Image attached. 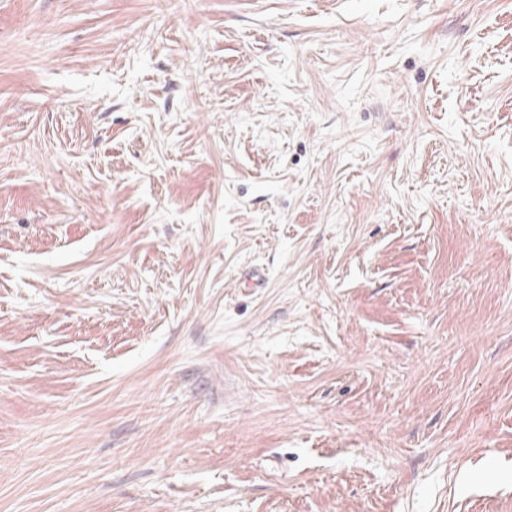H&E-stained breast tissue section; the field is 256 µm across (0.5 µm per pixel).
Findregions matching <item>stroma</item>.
I'll list each match as a JSON object with an SVG mask.
<instances>
[{"label": "stroma", "mask_w": 512, "mask_h": 512, "mask_svg": "<svg viewBox=\"0 0 512 512\" xmlns=\"http://www.w3.org/2000/svg\"><path fill=\"white\" fill-rule=\"evenodd\" d=\"M0 512H512V0H0Z\"/></svg>", "instance_id": "35a3bbf8"}]
</instances>
